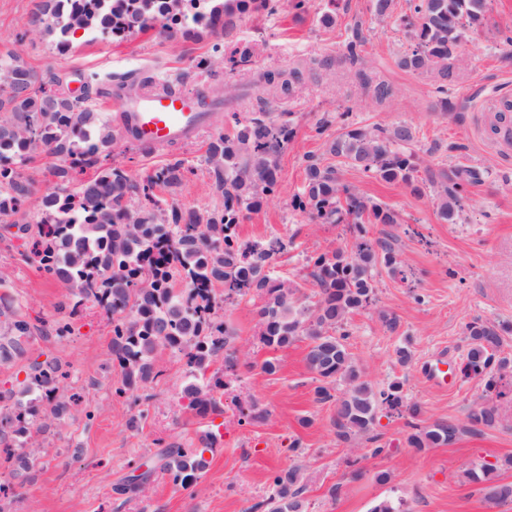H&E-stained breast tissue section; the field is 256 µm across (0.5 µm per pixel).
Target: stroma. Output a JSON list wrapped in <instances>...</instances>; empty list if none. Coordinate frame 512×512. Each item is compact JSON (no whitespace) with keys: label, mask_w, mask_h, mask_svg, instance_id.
<instances>
[{"label":"stroma","mask_w":512,"mask_h":512,"mask_svg":"<svg viewBox=\"0 0 512 512\" xmlns=\"http://www.w3.org/2000/svg\"><path fill=\"white\" fill-rule=\"evenodd\" d=\"M37 0H0V52L17 48L39 72L57 78L60 90L85 82L104 86L108 74L131 72L159 80L182 78L185 90L213 99L243 90L268 71L297 70L291 90L267 87L274 115L287 121L292 137L279 157V185L261 208L246 213L238 226L245 242L273 237L287 241L271 261L272 272L291 280L302 293L316 287L308 275L309 255L343 247L344 225L322 224L295 209L292 200L305 182L308 157L323 156L325 143L346 126L410 125V149L422 167L438 171L469 166L482 171L468 186L456 223L437 214V189L421 184L412 191L346 166L344 183L373 202L395 210L397 224H371V238L388 242L405 272L398 279L377 269V300L354 312L348 323V349L367 379L378 389L398 381L408 403L417 404L420 426L450 422L458 433L450 444L417 450L406 443L407 419L381 417L376 428L381 455L368 452L365 436L337 443L330 419L334 408L314 400L315 381L305 365L306 339L288 347H265L259 336L257 301L224 304V320L234 333L238 365L226 377L223 414L207 420L186 409L181 398L188 382L181 355L159 349L157 375L141 399L117 395L123 372L112 359V325L102 311L86 304L73 319L71 335L52 331L64 317L66 286L40 270L28 239L0 222V343L8 344L13 318L28 320L32 334L22 356L0 362V412L37 401L40 392L27 378L33 364L52 361L63 377L59 391L80 401L36 433L40 446L29 471L0 474V512H249L272 491L274 472L299 467L307 512H370L384 498L403 499L407 512H512V502L488 500L481 485L469 483L468 469L495 465L493 481L512 484V373L491 397L478 377H463L468 341L466 327L475 318L504 326L499 356L512 358V147L495 133L497 105L512 97V0H489L485 24L469 32L461 48L457 77L447 94L434 80L403 70L399 58L411 35L394 19H376L371 0H339L332 25L320 21L326 0H307L300 9L281 0L274 14L240 18L222 42L254 45L255 53L239 66L230 63L209 73L197 61L211 55L213 38L161 36L141 30L116 43L75 41L58 53L54 39L27 32L24 20ZM362 42L357 61L346 57L353 36ZM391 88L384 103L373 89ZM232 130L225 111L214 113L199 140L156 151L116 140L112 155L132 179L141 181L157 168L179 161L189 173L163 198L207 215L224 206L206 161L212 140ZM397 320L388 329L384 316ZM408 348V365L397 361ZM448 360V384L434 387L426 365ZM275 373L262 369L267 360ZM491 400L498 408L495 427L473 428L469 414ZM253 404L261 420L241 422L240 407ZM218 426L219 445L208 453V466L197 485L183 490L155 474L144 493L119 496L113 491L130 473L129 462L154 459L159 449L186 442ZM300 447H293V440Z\"/></svg>","instance_id":"stroma-1"}]
</instances>
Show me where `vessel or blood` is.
<instances>
[{
	"label": "vessel or blood",
	"mask_w": 512,
	"mask_h": 512,
	"mask_svg": "<svg viewBox=\"0 0 512 512\" xmlns=\"http://www.w3.org/2000/svg\"><path fill=\"white\" fill-rule=\"evenodd\" d=\"M119 109L133 143L149 149L194 141L211 123L210 113L199 110L192 93L144 92L120 100Z\"/></svg>",
	"instance_id": "vessel-or-blood-1"
}]
</instances>
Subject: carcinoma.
Segmentation results:
<instances>
[{"label": "carcinoma", "mask_w": 512, "mask_h": 512, "mask_svg": "<svg viewBox=\"0 0 512 512\" xmlns=\"http://www.w3.org/2000/svg\"><path fill=\"white\" fill-rule=\"evenodd\" d=\"M279 0H39L25 26L55 35V47L67 51L77 34L94 40L107 36L122 41L154 22L162 32L192 38L198 29L217 39L242 15L273 12ZM488 0H407L399 22L409 28L413 42L401 58L402 68L430 74L437 90H448V78L466 34L482 26ZM55 78L38 73L16 51L0 54V218L11 219L17 232L31 238V253L50 278L69 289V315L53 325L57 336L72 332V319L88 302L112 320V356L123 371L117 394L138 390L155 377L154 355L170 348L182 355L192 381L183 390L186 408L206 418L223 413L224 376L237 368L232 349L233 332L219 313L226 300L257 295L265 302L257 310L260 340L273 349L285 348L299 337L308 340L306 367L318 382L315 402L335 406L332 426L336 440L348 443L358 434L375 444L370 454L383 453L374 428L382 413L405 408L409 416L407 437L416 449L446 445L457 435L451 423L421 428L415 422L419 407L404 405L398 382L374 388L348 349V316L367 306L375 295V270L382 265L400 274L399 263L388 249L368 236V224H398L399 214L359 195L341 182L339 170L361 168L386 182L414 186L420 162L408 150L412 128L397 125L353 127L325 144L324 155L307 160L305 183L295 204L324 224H344L350 241L343 248L307 258L310 276L319 287L312 304L301 302L299 289L285 284L268 270L271 259L286 249L276 237L244 243L237 233L243 213L260 205L278 187V160L291 138L285 122L269 117L234 119L232 133L215 138L207 161L224 209L202 215L183 211L157 196L186 178L180 163L156 169L143 182L134 181L123 165L112 161L116 131L90 102V88L80 96L52 89ZM63 159L55 167L53 189L39 192L23 165L37 153ZM96 168L88 181L74 175ZM428 181L442 191L437 209L441 219L454 223L463 207L465 187L481 182L480 172L455 167ZM40 218L37 231L25 221L31 205ZM12 348L20 353L32 335L31 324L17 318L12 324ZM468 352L461 366L466 376H478L493 392L512 359L497 356L501 334L496 324L474 319L466 327ZM224 371L205 384L195 382L197 372L218 357ZM42 398L55 402L59 416L68 402L58 395L59 366L45 361L29 373ZM344 384L341 395L334 394ZM39 417L27 406L0 417V441L5 435L25 447ZM471 423L493 427L499 421L496 407L476 406ZM218 440L214 432L200 437L191 448L171 444L159 453V470L184 490L194 487L205 471V454ZM34 453L8 450L0 456V469L28 470ZM274 494L252 506L253 512H305L304 486L296 468L277 472Z\"/></svg>", "instance_id": "cac0c4a2"}]
</instances>
